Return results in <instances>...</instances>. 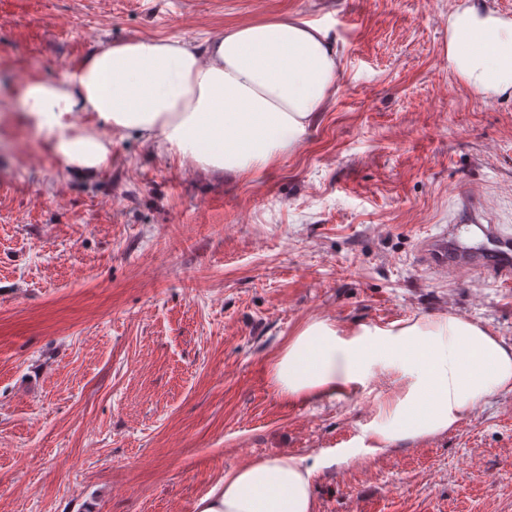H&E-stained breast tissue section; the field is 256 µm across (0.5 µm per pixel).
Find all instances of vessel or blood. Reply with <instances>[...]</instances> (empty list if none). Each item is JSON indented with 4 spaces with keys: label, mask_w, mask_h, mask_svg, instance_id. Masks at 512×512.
<instances>
[{
    "label": "vessel or blood",
    "mask_w": 512,
    "mask_h": 512,
    "mask_svg": "<svg viewBox=\"0 0 512 512\" xmlns=\"http://www.w3.org/2000/svg\"><path fill=\"white\" fill-rule=\"evenodd\" d=\"M467 225L451 224L423 238L418 258L423 267L455 276L479 273L512 285V226L482 224L469 211Z\"/></svg>",
    "instance_id": "vessel-or-blood-1"
}]
</instances>
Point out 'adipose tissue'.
Instances as JSON below:
<instances>
[{
    "label": "adipose tissue",
    "instance_id": "obj_1",
    "mask_svg": "<svg viewBox=\"0 0 512 512\" xmlns=\"http://www.w3.org/2000/svg\"><path fill=\"white\" fill-rule=\"evenodd\" d=\"M448 65L483 94L512 96V20L467 0L448 16ZM341 52L326 30L295 14L234 24L196 44L133 39L96 49L72 77L32 80L23 104L69 172L95 179L111 138L135 133L235 176L279 161L316 127L335 93ZM93 117L96 127L77 124ZM384 363L411 380L378 448L451 429L493 391L512 387V344L451 316L388 329L348 332L326 320L302 327L271 370L285 399L344 393ZM314 470L292 456L263 459L225 474L195 512H314Z\"/></svg>",
    "mask_w": 512,
    "mask_h": 512
}]
</instances>
